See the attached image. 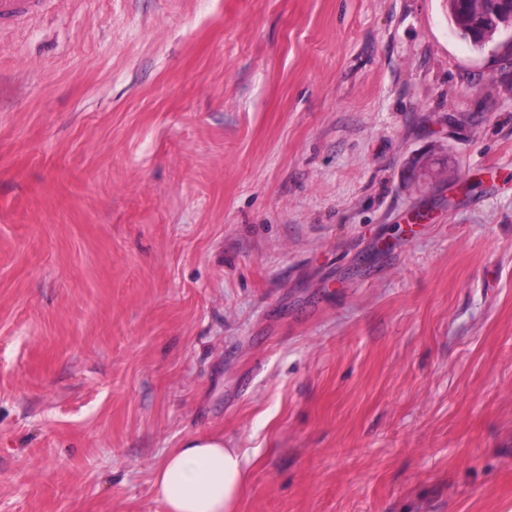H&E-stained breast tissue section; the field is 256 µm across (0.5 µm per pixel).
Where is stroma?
Wrapping results in <instances>:
<instances>
[{"instance_id": "35a3bbf8", "label": "stroma", "mask_w": 512, "mask_h": 512, "mask_svg": "<svg viewBox=\"0 0 512 512\" xmlns=\"http://www.w3.org/2000/svg\"><path fill=\"white\" fill-rule=\"evenodd\" d=\"M200 435L238 512H512V56L443 0L0 26V512H164ZM246 477L243 455L218 437H189L157 467L165 512H235Z\"/></svg>"}]
</instances>
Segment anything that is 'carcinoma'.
Returning a JSON list of instances; mask_svg holds the SVG:
<instances>
[{"label": "carcinoma", "mask_w": 512, "mask_h": 512, "mask_svg": "<svg viewBox=\"0 0 512 512\" xmlns=\"http://www.w3.org/2000/svg\"><path fill=\"white\" fill-rule=\"evenodd\" d=\"M448 18L456 20L459 37L469 42L478 52H484L493 45L507 50L512 56V42L501 40L504 36L503 25L495 22L500 18L512 21V10L502 3H479L477 0H446Z\"/></svg>", "instance_id": "carcinoma-1"}]
</instances>
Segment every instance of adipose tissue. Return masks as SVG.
<instances>
[{
    "mask_svg": "<svg viewBox=\"0 0 512 512\" xmlns=\"http://www.w3.org/2000/svg\"><path fill=\"white\" fill-rule=\"evenodd\" d=\"M245 477L238 449L217 437H190L162 460L153 483L164 512H235Z\"/></svg>",
    "mask_w": 512,
    "mask_h": 512,
    "instance_id": "1",
    "label": "adipose tissue"
}]
</instances>
